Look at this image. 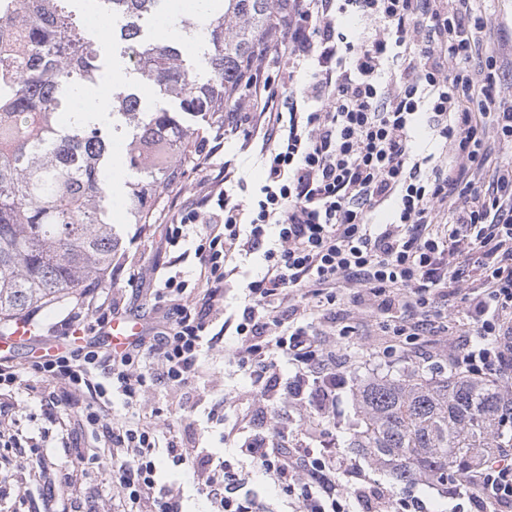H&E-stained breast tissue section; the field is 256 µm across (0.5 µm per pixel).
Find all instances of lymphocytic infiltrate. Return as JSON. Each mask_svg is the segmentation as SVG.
Segmentation results:
<instances>
[{"label": "lymphocytic infiltrate", "instance_id": "obj_1", "mask_svg": "<svg viewBox=\"0 0 512 512\" xmlns=\"http://www.w3.org/2000/svg\"><path fill=\"white\" fill-rule=\"evenodd\" d=\"M471 0H287L274 26L289 44L281 81L264 70L272 46L259 41L240 76L250 99L214 126L196 149L207 171L194 207L167 214L169 246L191 241L198 261L194 283L153 269L148 288L161 320L149 339L123 351L93 344L21 368L0 360V388L36 379L46 408L67 401L102 451L81 458L85 473L112 469V512H180L157 463L193 469L213 512H270L241 492L235 466L201 449L161 442L151 415L112 417L113 397L139 405L157 384L190 385L214 328L233 331L237 366L259 382L251 416L230 431L241 438V461L260 469L288 499L290 512H347L349 499L367 512H427L417 499L341 481L351 463L326 447L325 423L346 387L344 363L326 355L316 323L350 299L381 318L389 340L457 342L449 370L512 380V161L487 169L493 145H512V102L494 79V55L475 61L481 22ZM378 22V33L347 40L336 21L347 12ZM397 71L386 72L389 60ZM288 96H280L279 86ZM426 120L437 153L412 142ZM241 151L258 150L265 182L252 203L234 192L235 169L216 170L225 138ZM388 210L389 219L370 217ZM262 253L248 282L247 303L224 313V284L233 260ZM478 283L468 309L449 314V297L468 279ZM298 298L282 310L286 297ZM115 306L95 293L61 324L74 336L101 334ZM294 374L279 386V362ZM303 404L312 419L288 448L249 434L253 417L274 404ZM478 500L512 508V453L488 451L472 473Z\"/></svg>", "mask_w": 512, "mask_h": 512}]
</instances>
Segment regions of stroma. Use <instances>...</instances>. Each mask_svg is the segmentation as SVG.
Returning a JSON list of instances; mask_svg holds the SVG:
<instances>
[{
	"label": "stroma",
	"mask_w": 512,
	"mask_h": 512,
	"mask_svg": "<svg viewBox=\"0 0 512 512\" xmlns=\"http://www.w3.org/2000/svg\"><path fill=\"white\" fill-rule=\"evenodd\" d=\"M473 7L481 12L487 31L479 52L483 55L490 52L498 54L502 66L497 72L496 82L503 94L512 98V0H475ZM102 51L111 68L100 84L89 85L78 95V102H85L94 95L103 102H110L112 88L125 82L137 87L147 108L173 106L172 97L160 94L154 86L127 74L126 63L113 54L111 44H103ZM221 154L234 161L243 179L241 199L251 200L263 183L259 158L240 151L237 141L232 138L225 139ZM112 221L123 235V247L114 260L124 264L125 273L116 279L104 277L98 287L116 298L119 317H136L147 323L152 322L155 317L154 300L145 291L131 287L129 275L148 271L174 257L178 260V271L189 281L193 278L196 261L190 255L180 256L178 249L167 245L166 225L130 223L123 209L113 212ZM378 322L377 315L349 303L336 309L337 325L355 328L354 334L343 338L341 343L344 353L355 358L350 380L376 375H404L413 367L409 361L385 362L369 358L364 347L379 343ZM237 345V337L228 334L215 338L213 350L205 352L203 356L202 373L192 383L188 398H181L179 391L161 384L150 391L141 405L146 413L159 409L157 422L164 435L198 444L216 459L233 456L235 449L233 445L225 443L224 430L250 407L254 392L249 377L232 359ZM15 402L23 433L37 440L43 454V464L41 469L33 473L20 458H13L7 464L0 462V512H62L67 506L72 507L73 512H106L110 497L107 478L112 471L111 461H104L101 479L78 495L61 486L57 475L60 466L71 462L76 452L90 454L96 451L98 443L95 438L76 424L71 426L68 438H61L58 427L45 415L38 399L27 391L16 393ZM159 473L162 481L178 495L183 512H209L211 504L199 492L191 469L176 467L164 460L160 463ZM350 483L355 487L363 485L398 490L403 497L423 500L429 512H476L470 500V489L456 487L448 490L426 481L398 487L385 468L366 470L363 478H351Z\"/></svg>",
	"instance_id": "1"
}]
</instances>
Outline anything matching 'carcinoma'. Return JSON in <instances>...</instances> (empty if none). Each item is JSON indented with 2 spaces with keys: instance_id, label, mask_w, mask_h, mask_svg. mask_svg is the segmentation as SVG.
I'll return each mask as SVG.
<instances>
[{
  "instance_id": "obj_1",
  "label": "carcinoma",
  "mask_w": 512,
  "mask_h": 512,
  "mask_svg": "<svg viewBox=\"0 0 512 512\" xmlns=\"http://www.w3.org/2000/svg\"><path fill=\"white\" fill-rule=\"evenodd\" d=\"M85 0H15L27 19L31 57L0 55V334L30 311L79 297L110 269L122 238L108 223L112 138L131 137L127 207L135 224L150 223L153 192L172 171L145 163L143 149L162 142L186 156L193 135L233 105L241 68L258 39L276 38L273 0H204L188 33L205 45L206 80L186 62L175 39L147 41L141 22L166 10V0H97L119 20L110 39L135 52L140 76L177 101L146 110L135 89L112 94L111 121L75 112L62 126L57 111L96 82L105 66L84 34ZM348 447L392 466L400 484L417 479L460 486L489 448L512 447L504 409L512 388L440 366L353 384Z\"/></svg>"
}]
</instances>
